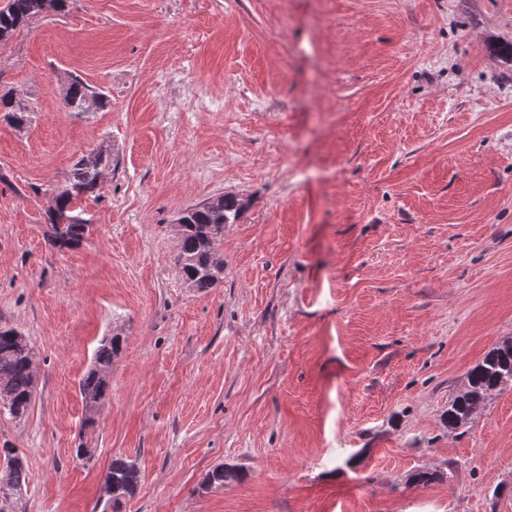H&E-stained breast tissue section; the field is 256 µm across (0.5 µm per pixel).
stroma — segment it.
I'll return each instance as SVG.
<instances>
[{
	"label": "stroma",
	"instance_id": "35a3bbf8",
	"mask_svg": "<svg viewBox=\"0 0 512 512\" xmlns=\"http://www.w3.org/2000/svg\"><path fill=\"white\" fill-rule=\"evenodd\" d=\"M506 43L512 0H71L0 44L33 114L0 119V325L38 362L27 414L0 410L25 512H95L116 455L140 468L122 512H512V386L441 423L512 338ZM74 75L103 107L62 108ZM102 146L58 249L46 211ZM223 194L248 207L200 293L173 226ZM219 464L239 478L201 489ZM111 159L110 149L100 148L95 154L78 159L64 176L65 185L55 194L54 206L46 214L54 246L71 249L84 240L87 224L72 214L71 204L74 197L92 196L99 191ZM123 338L118 334L103 336L97 347L93 362L87 372L79 381V392L83 402L103 401L109 391V376L112 361L122 349Z\"/></svg>",
	"mask_w": 512,
	"mask_h": 512
}]
</instances>
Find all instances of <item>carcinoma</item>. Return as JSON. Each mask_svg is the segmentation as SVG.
<instances>
[{"instance_id":"1","label":"carcinoma","mask_w":512,"mask_h":512,"mask_svg":"<svg viewBox=\"0 0 512 512\" xmlns=\"http://www.w3.org/2000/svg\"><path fill=\"white\" fill-rule=\"evenodd\" d=\"M68 3L69 0H8L7 7L0 9V42L9 40L43 13L66 10ZM90 98L96 99V106L104 105V94L74 76L66 87L63 106L67 111L81 115ZM0 112L18 128L29 121V111L19 105L11 90L0 94ZM111 163V151L105 147L81 157L66 173L65 185L55 194L54 206L46 214L54 246L71 249L84 240L87 224L72 214V201L77 196L96 194L102 185L104 171ZM245 208L243 199L225 194L215 202L210 200L186 209L177 219L182 225L177 237V265L188 287L205 292L222 280V270L214 262L219 254L218 245L224 240V225L235 223ZM19 335L20 332L12 327H0V381L10 394L4 409L14 417L28 412L35 384L31 356L19 346ZM122 344L123 338L117 334L102 337L90 368L79 381L83 401L106 398L112 361L120 353ZM509 384H512V339L493 347L469 370L464 387L448 398V410L443 414L446 428L468 427L490 396ZM236 477L234 470L218 465L204 474L201 487L222 488L226 481ZM139 479L140 469L135 460L122 455L113 457L103 477V492L107 496L103 510L120 512L122 503L134 496ZM21 490H28L27 471L13 450L6 448L0 465V512H11V496Z\"/></svg>"}]
</instances>
